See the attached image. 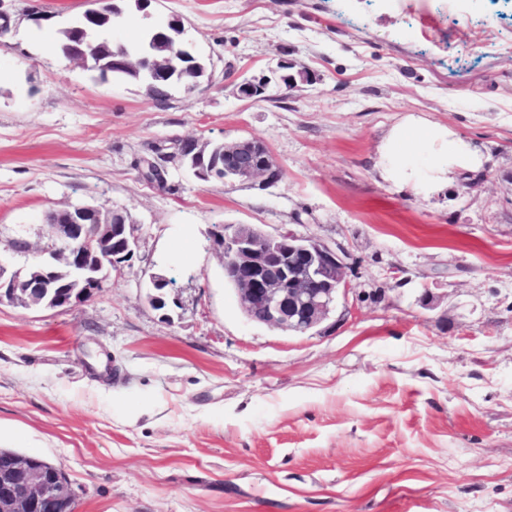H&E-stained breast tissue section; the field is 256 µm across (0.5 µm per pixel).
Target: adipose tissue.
I'll return each mask as SVG.
<instances>
[{"label": "adipose tissue", "mask_w": 512, "mask_h": 512, "mask_svg": "<svg viewBox=\"0 0 512 512\" xmlns=\"http://www.w3.org/2000/svg\"><path fill=\"white\" fill-rule=\"evenodd\" d=\"M482 164L471 143L448 125L409 115L390 128L380 147L378 167L384 181L428 196Z\"/></svg>", "instance_id": "1"}]
</instances>
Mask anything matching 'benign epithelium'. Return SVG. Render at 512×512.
I'll return each mask as SVG.
<instances>
[{"label":"benign epithelium","instance_id":"benign-epithelium-1","mask_svg":"<svg viewBox=\"0 0 512 512\" xmlns=\"http://www.w3.org/2000/svg\"><path fill=\"white\" fill-rule=\"evenodd\" d=\"M145 66L150 82L167 80L175 65L160 50L190 58L185 27L177 17L161 23ZM268 79L244 80L241 96L265 93ZM203 148L193 139L177 145V157L199 180L258 181L272 185L282 167L261 141L243 137L224 144V160L199 167ZM43 237L35 245L18 233L5 244L10 257L36 254L32 265L0 262V304L27 309L71 307L93 297L139 247L135 224L124 210L75 203L45 216ZM224 279L238 295L249 320L290 334L315 329L346 291V254L288 230L271 235L257 224H229L218 234ZM74 495L61 465L46 459L7 455L0 460V512H73Z\"/></svg>","mask_w":512,"mask_h":512}]
</instances>
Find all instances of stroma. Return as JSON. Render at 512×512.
Masks as SVG:
<instances>
[{
    "label": "stroma",
    "instance_id": "35a3bbf8",
    "mask_svg": "<svg viewBox=\"0 0 512 512\" xmlns=\"http://www.w3.org/2000/svg\"><path fill=\"white\" fill-rule=\"evenodd\" d=\"M88 6L0 0V240L85 202L125 209L139 248L74 307L0 304V448L61 464L75 512H512V0H152L211 61L163 105L61 56ZM285 63L311 80L284 88ZM408 114L483 168L432 197L383 181ZM241 137L279 182L138 174L154 147ZM225 224L344 251L335 312L249 321Z\"/></svg>",
    "mask_w": 512,
    "mask_h": 512
}]
</instances>
